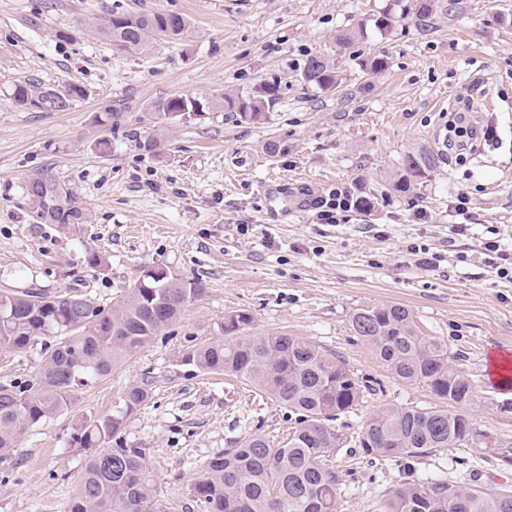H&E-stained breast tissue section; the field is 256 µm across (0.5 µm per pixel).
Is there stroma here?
I'll return each instance as SVG.
<instances>
[{"instance_id": "35a3bbf8", "label": "stroma", "mask_w": 512, "mask_h": 512, "mask_svg": "<svg viewBox=\"0 0 512 512\" xmlns=\"http://www.w3.org/2000/svg\"><path fill=\"white\" fill-rule=\"evenodd\" d=\"M428 25L414 0H0V291L75 290L111 302L146 268L200 283L203 293L168 333L84 388L71 408L26 429L16 463L0 471V512H67L86 454L70 446L87 415L112 413L123 389L147 384L150 401L122 429L145 452L169 512H201L189 489L205 462L255 436L283 437L288 413L237 380L186 365L188 342L222 340L226 314L247 311L250 334L305 338L369 378L361 407L336 425L355 438L385 404L434 406L428 388L393 378L355 340V309L400 303L423 335L447 341L475 388L460 406L494 440L512 444V388L493 359L512 356V283L498 279L483 243L512 250V0H444ZM182 15L180 39L146 54L112 46L99 29L112 9ZM391 11V29L374 21ZM358 37L342 49L336 37ZM333 59L341 90L304 83L308 56ZM379 57L384 71L364 74ZM83 89L64 111L22 108L15 85ZM278 83L280 101L258 122L211 108L224 92ZM483 90L472 113L493 124L498 147L448 162L426 182L398 192L405 156L442 150L440 132L459 98ZM190 95L209 111L155 131L150 103ZM119 113L105 123V113ZM155 135L145 150L141 137ZM51 176L82 214L78 224L40 219L28 192ZM346 187L364 209L320 223L311 201ZM466 193L476 222L452 233L449 204ZM422 243L437 267L407 251ZM99 264H89L90 255ZM42 347L0 353V384L37 374ZM463 458L456 472L454 458ZM352 473L340 512H381L400 481H454L512 488L484 447L451 448L369 465L339 451Z\"/></svg>"}]
</instances>
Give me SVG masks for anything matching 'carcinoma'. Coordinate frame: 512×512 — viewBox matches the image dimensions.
Listing matches in <instances>:
<instances>
[{
	"instance_id": "1",
	"label": "carcinoma",
	"mask_w": 512,
	"mask_h": 512,
	"mask_svg": "<svg viewBox=\"0 0 512 512\" xmlns=\"http://www.w3.org/2000/svg\"><path fill=\"white\" fill-rule=\"evenodd\" d=\"M120 17L123 24L116 26L112 19L104 20L103 33L113 45L139 54L164 40L165 30L172 31L173 40L186 30L185 19L175 13L128 12ZM301 78L322 91L342 84L336 63L315 55L304 62ZM81 94L76 87L64 95L24 83L14 86L13 100L20 107L37 100L47 110L63 111L70 97ZM279 100L273 83L246 95L226 93L222 107L255 122ZM177 103L176 97L153 102L154 125L167 127V115ZM445 162L434 150L409 154L394 187L406 192ZM29 190L41 207V198L52 199L51 219L61 224L81 219L54 179L38 178ZM202 293L194 280L173 281L160 270L153 275L148 269L109 306L96 305L74 291H1L0 351H20L46 336L53 344L38 375L0 385V465L12 467L24 430L68 410L79 389L152 342ZM252 322L245 312L225 315L224 340L188 347L183 362L253 386L288 410L292 426L279 441L257 436L214 455L192 484L191 494L205 512H337V489L351 472L328 464L346 443L335 422L360 405L369 385L342 360L300 337L245 334ZM349 326L352 336L367 345L394 378L422 385L454 404L473 400L470 379L448 366V344L422 335L406 307L357 308ZM149 398L147 385L132 384L121 393L114 413L87 416L74 428L71 445L89 455L68 512H167L145 453L127 447L121 438L125 420ZM358 429V452L370 463L475 445L469 419L440 406L383 405L365 416ZM384 512H512V494L473 489L466 482L411 478L395 488Z\"/></svg>"
}]
</instances>
